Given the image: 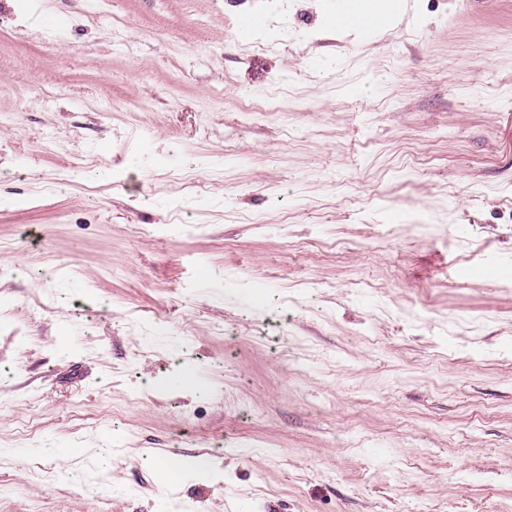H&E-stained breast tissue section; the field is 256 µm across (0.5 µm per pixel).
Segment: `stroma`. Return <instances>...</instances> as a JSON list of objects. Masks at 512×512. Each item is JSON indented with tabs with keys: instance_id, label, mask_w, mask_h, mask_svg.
I'll list each match as a JSON object with an SVG mask.
<instances>
[{
	"instance_id": "obj_1",
	"label": "stroma",
	"mask_w": 512,
	"mask_h": 512,
	"mask_svg": "<svg viewBox=\"0 0 512 512\" xmlns=\"http://www.w3.org/2000/svg\"><path fill=\"white\" fill-rule=\"evenodd\" d=\"M399 3L0 0V512H512V0ZM361 1V9L350 14L345 21L342 23L345 26L353 27L361 30L362 32L365 30L364 26L368 29L375 28L380 24V21L374 17L377 13V7L374 5L375 2L373 0H360ZM367 17V18H366ZM366 18V19H365ZM365 19V22H364ZM364 23V26H363Z\"/></svg>"
}]
</instances>
